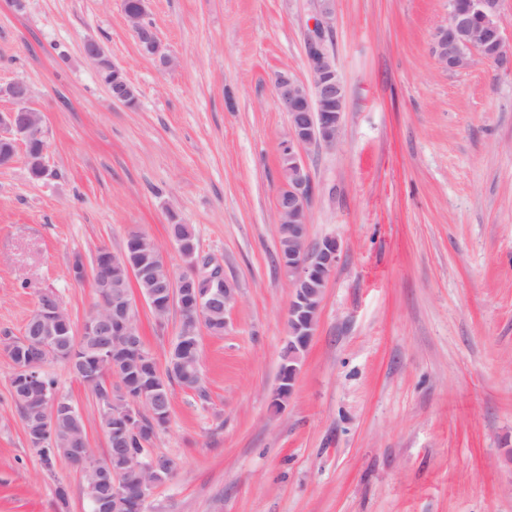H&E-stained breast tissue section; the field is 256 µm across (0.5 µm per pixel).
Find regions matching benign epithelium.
<instances>
[{
    "label": "benign epithelium",
    "mask_w": 512,
    "mask_h": 512,
    "mask_svg": "<svg viewBox=\"0 0 512 512\" xmlns=\"http://www.w3.org/2000/svg\"><path fill=\"white\" fill-rule=\"evenodd\" d=\"M333 0H322L319 16L306 36V63L310 82L298 81L286 73L274 78L279 104L288 113V140L284 144L282 164L283 186L277 197V224L288 226V253L280 256L279 265L288 274L293 288L288 305L287 339L281 363L288 364L292 375L288 376V393H293L300 361L307 350L317 326V315L324 290L331 277L340 251L337 239L327 237L311 243L307 234L308 207L314 192L313 184L301 152L315 142L332 146L341 126V117L346 111L347 92L336 61L326 47V34L334 21ZM502 0H468L465 10L448 9V26L440 28L434 37L432 52L439 64L450 72L467 68L473 55L484 61L497 64L512 54V44L507 42L499 22ZM148 0H136V7L125 10L133 36L141 51L157 59L167 67L171 58L156 29L145 22ZM84 54L95 65L96 72L107 88L113 102L131 106L138 99L136 90L125 72L112 61L109 52L96 40L84 43ZM0 98L11 103V107L0 110V166L10 164L18 151L31 144L39 146L32 156L26 157L31 165L41 172V179L55 176L48 166V131L44 115L31 106L32 90L21 79L0 84ZM135 248H148L161 256V264L168 268L163 283L165 302L152 295L139 294L145 305L152 307L154 316L162 321L167 317L169 304L183 297L191 307L190 319L193 330L189 336H198L207 327L215 308L229 307L237 298V288L224 279L220 269H199L196 252H187L186 244L174 240L192 277L185 278L169 269L163 249L147 235H133ZM101 265L112 268V254L105 253ZM99 265V266H101ZM99 266L88 272L82 264L72 266V275L77 279L90 276L101 288V306L90 313L83 322L81 334L96 332L104 325L123 336L119 344L102 348L99 361L93 370H83L81 380L87 385L95 384L105 373L120 371L121 366L135 363L139 366L158 368L154 356L142 344L137 318V305L125 280H112L99 271ZM112 288V300L103 295ZM30 320L34 326L24 338L29 347L53 346L60 336L73 335L74 325L62 309L57 296L43 291ZM21 379L19 386L25 397L39 411L41 419L32 429L29 439L41 442L52 434L57 410L65 403L43 389L37 369L28 365H16ZM119 393L126 396L127 404L114 415V423L103 428V434L112 440L113 446H124L126 435L146 425L157 428L160 416L156 413V396L147 389L140 390L136 397L127 395L120 387ZM71 459L81 475L89 483L87 491L95 498L99 512H146L148 498L154 485L162 479L156 461L130 458L131 469L140 475L139 481L130 479L112 468L109 457L98 458L90 448L88 437L78 432L71 440Z\"/></svg>",
    "instance_id": "7a95c632"
}]
</instances>
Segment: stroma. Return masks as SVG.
<instances>
[{"label": "stroma", "mask_w": 512, "mask_h": 512, "mask_svg": "<svg viewBox=\"0 0 512 512\" xmlns=\"http://www.w3.org/2000/svg\"><path fill=\"white\" fill-rule=\"evenodd\" d=\"M318 9L149 0L166 68L140 52L123 0H0V83L31 86L55 172L32 181L21 153L0 167V337L22 336L44 289L81 326L96 296L75 258L120 251L130 233L182 271L170 224L193 225L237 299L222 335H200V389L169 388L149 452L175 469L149 512H512V60L440 68L448 0H334L347 109L335 145L303 158L309 239L336 238L339 259L295 390L271 402L291 295L274 76L309 81ZM90 38L137 88L135 107L112 102ZM137 310L165 363L178 313ZM47 371L104 456L91 390L65 363ZM12 373L0 350V512H88L80 473L62 459L46 470L28 443Z\"/></svg>", "instance_id": "35a3bbf8"}]
</instances>
